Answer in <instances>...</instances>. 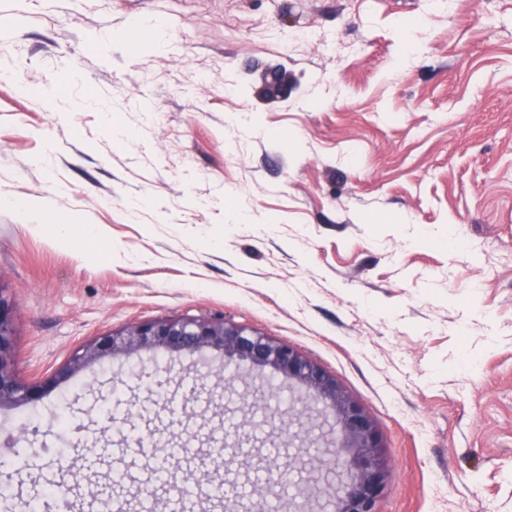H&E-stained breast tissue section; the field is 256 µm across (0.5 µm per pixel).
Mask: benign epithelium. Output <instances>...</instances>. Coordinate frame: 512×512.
I'll list each match as a JSON object with an SVG mask.
<instances>
[{"instance_id": "benign-epithelium-1", "label": "benign epithelium", "mask_w": 512, "mask_h": 512, "mask_svg": "<svg viewBox=\"0 0 512 512\" xmlns=\"http://www.w3.org/2000/svg\"><path fill=\"white\" fill-rule=\"evenodd\" d=\"M12 308L0 295V407L12 403L36 401L53 388L70 380L92 363L104 357H128L143 349L163 350L170 355L203 353L216 350L225 362H247L288 380L301 388L305 399H296L301 407L290 406L289 415L304 419L301 433L288 434V441L299 439L300 446L312 448L326 444L319 464L310 458L300 460V469L331 471L336 476L335 512H377L387 484V462L383 456L379 432L367 411L336 378L305 357L297 348L273 340L233 321L210 317L161 318L131 323L119 330L105 332L83 344L45 382L28 386L15 377L12 362ZM354 449L352 456L343 454ZM325 490L321 477L311 476L297 487L287 500V512H310Z\"/></svg>"}]
</instances>
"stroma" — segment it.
Instances as JSON below:
<instances>
[{
  "label": "stroma",
  "mask_w": 512,
  "mask_h": 512,
  "mask_svg": "<svg viewBox=\"0 0 512 512\" xmlns=\"http://www.w3.org/2000/svg\"><path fill=\"white\" fill-rule=\"evenodd\" d=\"M0 42L18 49L0 287L22 383L131 323L225 318L363 404L388 463L378 512H512V0H0ZM245 381L270 389L244 454L239 397L219 422L207 405ZM298 394L216 351L106 358L0 407V485L26 503L71 482L58 436L151 431L172 483L228 467L256 501L293 453L267 432Z\"/></svg>",
  "instance_id": "stroma-1"
}]
</instances>
